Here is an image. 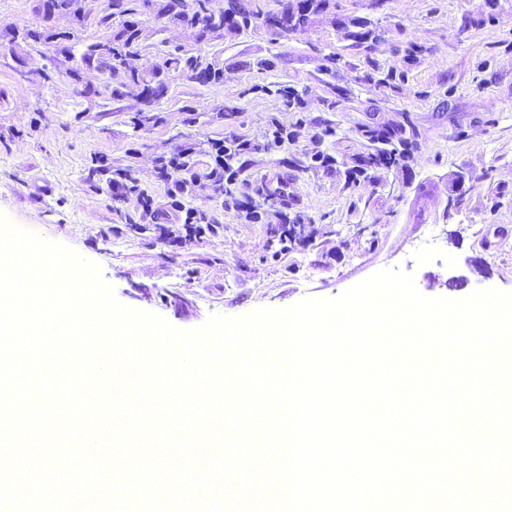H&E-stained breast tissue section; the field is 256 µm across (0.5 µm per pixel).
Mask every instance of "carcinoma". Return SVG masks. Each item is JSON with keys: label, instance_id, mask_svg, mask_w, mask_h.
<instances>
[{"label": "carcinoma", "instance_id": "cac0c4a2", "mask_svg": "<svg viewBox=\"0 0 512 512\" xmlns=\"http://www.w3.org/2000/svg\"><path fill=\"white\" fill-rule=\"evenodd\" d=\"M208 0H162L158 7V16L170 23L180 25L199 38L208 42L224 34L227 27H247L263 15L258 5L259 0H251L247 10L237 12L231 17L222 13L214 14L207 7ZM280 15L296 18L294 26H301L309 19L322 0H277ZM153 6V0H112V12L102 15L98 24L112 29L111 37L104 42L88 46L87 50L73 57L65 64L54 60V71L79 78L83 66L97 68L104 77L103 91L87 89L83 91L86 98L100 97L106 92L111 97L133 94L148 106H156L166 93L163 73L174 71L202 83L218 82L221 71L211 63H202V55L184 53L172 54L160 68L151 74L139 73L128 65V60L137 54L142 45L141 20L143 10ZM55 39V34L40 28H30L23 32L22 40L28 44H46ZM405 129L393 131L370 132L369 141L372 152L363 160L364 165L390 167L406 158L407 144L403 137Z\"/></svg>", "mask_w": 512, "mask_h": 512}]
</instances>
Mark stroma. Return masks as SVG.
Instances as JSON below:
<instances>
[{
    "mask_svg": "<svg viewBox=\"0 0 512 512\" xmlns=\"http://www.w3.org/2000/svg\"><path fill=\"white\" fill-rule=\"evenodd\" d=\"M104 2L86 0L82 23L57 16L60 38L44 46L19 38L40 25L41 0H0V215L98 264L121 304L188 331L214 315L335 297L387 268L431 298L512 292V0H323L303 27L259 22L202 44L151 10L134 67L156 69L180 49L224 77L199 84L169 72L147 113L131 96L89 106L82 92L100 83L97 71L42 78L61 52L110 37L97 24ZM353 19L377 38L349 37ZM285 87L300 94L293 106ZM402 125L406 159L353 179L370 150L365 127ZM278 126L290 140L271 141ZM235 140L249 144L238 177L215 192L212 147ZM188 148L194 167L164 173L161 157ZM98 165L129 173L133 190L113 198L88 177ZM459 170L467 182L452 209ZM270 172L288 176V199L266 193ZM178 179L188 183L183 205L212 222L202 237L173 220ZM289 217L304 230L284 251ZM454 276L464 287H449Z\"/></svg>",
    "mask_w": 512,
    "mask_h": 512,
    "instance_id": "stroma-1",
    "label": "stroma"
}]
</instances>
